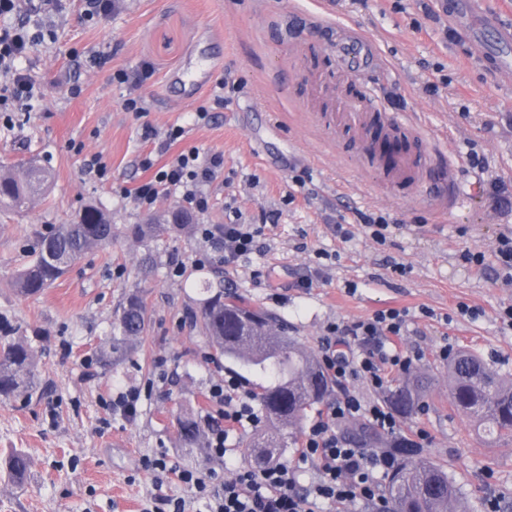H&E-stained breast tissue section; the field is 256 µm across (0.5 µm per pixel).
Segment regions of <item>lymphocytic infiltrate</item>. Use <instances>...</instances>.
Returning a JSON list of instances; mask_svg holds the SVG:
<instances>
[{
	"label": "lymphocytic infiltrate",
	"mask_w": 512,
	"mask_h": 512,
	"mask_svg": "<svg viewBox=\"0 0 512 512\" xmlns=\"http://www.w3.org/2000/svg\"><path fill=\"white\" fill-rule=\"evenodd\" d=\"M28 18L17 24L0 27V75L6 85L0 86V107L24 109V99L32 95L34 85L28 75L16 66L33 43L28 31ZM223 155L214 153L201 157L199 149L191 148L169 158L162 166L152 159L141 162L143 169L153 170V177L140 185L134 195L139 206L152 207L158 197L159 186L181 190L183 198L197 210H206L208 201L200 187L210 182L223 167ZM205 242L211 243L222 254L225 262H233L250 253L257 232L247 224H204L199 228ZM406 320L403 313L389 309L359 321L352 327L359 337L357 352L348 354L339 350L337 336L342 330L332 325L322 341L321 363L329 376L344 388L343 394L325 413L319 414L308 426L299 457L313 461L320 472L319 479L305 491H298L295 478L286 465L279 464L262 471L243 469L225 482L221 490L208 491L191 471L180 472L181 481L197 484L205 491L208 512H313L316 501L331 504L349 503L358 499L374 502L377 512H387L386 502L378 493L379 482L397 465L389 452H367L350 446L337 437V426L357 418H367L378 429L395 433L397 422L392 411L379 404L362 400L348 391L351 381L361 380L373 388H382L386 370H406L412 363L409 355L391 348V338L401 336ZM210 397L223 405L222 426L213 430L210 446L215 453H224L230 431L259 426L261 418L253 406L251 394L239 393L238 385L228 379L215 385Z\"/></svg>",
	"instance_id": "1"
}]
</instances>
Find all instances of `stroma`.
Returning <instances> with one entry per match:
<instances>
[{
	"instance_id": "1",
	"label": "stroma",
	"mask_w": 512,
	"mask_h": 512,
	"mask_svg": "<svg viewBox=\"0 0 512 512\" xmlns=\"http://www.w3.org/2000/svg\"><path fill=\"white\" fill-rule=\"evenodd\" d=\"M335 2L330 15L319 0H115L111 15L91 20L83 0H59L44 15L50 37L17 62L37 88L32 109L0 120V164L52 171L36 207L0 213V316L36 350L41 386L32 400L0 401V457L22 448L33 461L23 486L0 479V512H169L171 499L203 512L177 472L232 477L255 434L232 432L219 457L178 432V407L218 415L209 391L228 376L192 319L210 288L287 320L314 354L331 324L407 309L397 344L431 384L425 409L400 418L398 434L427 432L422 455L444 467L470 512H485L490 496L512 503V441L484 442L451 410L445 358L469 350L512 379L503 320L512 279L496 257L501 235H512V81L492 78L483 49L436 0ZM344 29L375 54L362 72L331 50ZM131 94L145 113L124 110ZM374 127L406 143L394 167L373 151ZM174 128L183 135L171 153L220 152L224 166L187 232L142 240L135 225L182 202L164 191L145 209L129 195L150 177L142 159L164 164L158 145ZM473 152L484 169L468 167ZM94 155L105 178L84 170ZM90 203L116 225L112 245L38 297L14 294L8 282L40 236ZM361 211L387 217L385 242L359 224ZM231 223L261 225L255 248L231 264L201 261L209 246L199 225ZM469 250L482 264L464 261ZM304 278L312 287H297ZM136 290L148 328L103 367L98 351ZM129 391L139 401L126 416L114 401ZM149 459L161 468L147 469Z\"/></svg>"
}]
</instances>
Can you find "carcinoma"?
<instances>
[{"mask_svg":"<svg viewBox=\"0 0 512 512\" xmlns=\"http://www.w3.org/2000/svg\"><path fill=\"white\" fill-rule=\"evenodd\" d=\"M17 169L0 165V209L27 210L44 189L49 173L30 164ZM191 212L180 207L150 224H139L133 234L152 238L179 232L192 225ZM117 231L105 210L87 205L69 224H60L44 234L12 279L23 297L41 294L65 274L69 265L87 251L112 244ZM199 326L211 340L216 356L259 375L263 382L253 395L272 433L258 434L244 444V456L257 470L280 463L288 441L300 431L306 412L331 391L332 379L317 359L288 336V322L256 309L242 299L224 300L219 291L201 306ZM146 328L140 296L130 294L121 313L112 323L109 347L99 361L106 367L123 359L129 347ZM451 406L471 418L478 433L491 440H512V382L505 381L471 352L448 359ZM38 374L34 350L20 336L19 328L0 321V397L31 400L37 393ZM426 377L414 374L388 392L387 403L396 413L409 415L422 405ZM181 439L199 441L202 430L190 412L177 418ZM30 456L14 450L5 461L4 478L22 485L31 469ZM393 512H466L459 487L439 465L426 457L411 454L399 462L388 482Z\"/></svg>","mask_w":512,"mask_h":512,"instance_id":"cac0c4a2","label":"carcinoma"}]
</instances>
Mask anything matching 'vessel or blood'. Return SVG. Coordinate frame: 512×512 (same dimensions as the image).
Segmentation results:
<instances>
[{"instance_id":"b4317fda","label":"vessel or blood","mask_w":512,"mask_h":512,"mask_svg":"<svg viewBox=\"0 0 512 512\" xmlns=\"http://www.w3.org/2000/svg\"><path fill=\"white\" fill-rule=\"evenodd\" d=\"M440 6L449 23L465 26L469 37L492 30L497 42L496 50L490 55L493 69L500 75L512 73V25L490 10L487 0H441ZM336 55L343 66L354 72L364 70L369 63L365 43L356 37L338 38Z\"/></svg>"}]
</instances>
